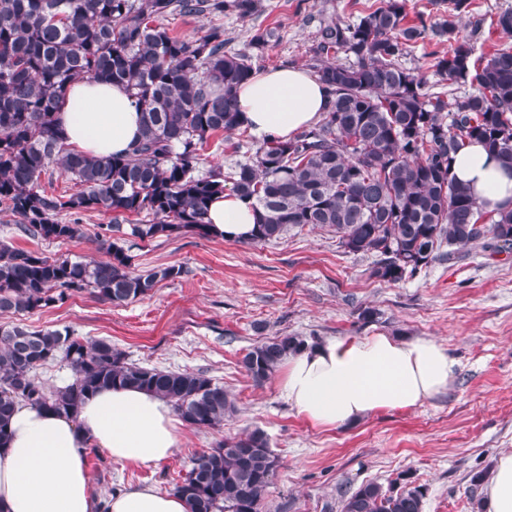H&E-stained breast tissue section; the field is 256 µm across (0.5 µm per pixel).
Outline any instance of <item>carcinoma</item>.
Instances as JSON below:
<instances>
[{
    "mask_svg": "<svg viewBox=\"0 0 512 512\" xmlns=\"http://www.w3.org/2000/svg\"><path fill=\"white\" fill-rule=\"evenodd\" d=\"M261 0H0V211L32 240L76 242V216L112 214L98 225L107 259L83 263L50 258L0 241V314L50 309L89 292L123 304L149 296L163 280L182 276L169 265L131 271L124 243L194 233L210 235L209 204L232 191L251 202L254 241L311 227L336 237L345 252L374 258L371 275L397 283L461 250L512 252V211H489L452 173L459 150L477 141L512 168V47L476 53L457 18L472 0H448V15L407 20L405 0H380L346 21L319 19L310 67L329 90L322 119L282 142L270 137L226 174L200 171L209 140L241 129L238 87L260 63L226 48L213 28L189 39L161 19L204 12L255 14ZM491 25L512 35V9ZM436 41L432 55L443 81L470 84L463 97L426 91L424 77L404 64L411 49ZM352 56L350 64L340 55ZM126 85L141 112V137L124 154L93 157L64 141L55 113L79 79ZM61 166L76 190L42 186ZM71 216L64 221L61 214ZM144 217L124 225L131 217ZM301 336L266 337L241 360L257 385L292 353ZM66 361L74 373L49 388L36 371ZM130 385L167 399L195 428L219 430L237 412L224 384L204 372L160 369L127 361L108 340L83 342L67 327L32 330L0 323V447L21 404L75 415L97 390ZM279 461L268 434L254 428L198 454L173 483L188 512H263ZM427 488L408 479L368 481L340 492L339 512H425Z\"/></svg>",
    "mask_w": 512,
    "mask_h": 512,
    "instance_id": "obj_1",
    "label": "carcinoma"
}]
</instances>
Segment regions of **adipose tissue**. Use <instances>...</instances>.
Segmentation results:
<instances>
[{
  "mask_svg": "<svg viewBox=\"0 0 512 512\" xmlns=\"http://www.w3.org/2000/svg\"><path fill=\"white\" fill-rule=\"evenodd\" d=\"M240 120L256 133L285 141L314 125L327 109V92L300 66L261 70L237 91ZM56 120L66 143L103 157L126 152L141 134V114L121 84L78 80ZM456 179L491 209L512 208V174L472 142L452 165ZM207 220L227 241H249L257 215L236 192L218 195ZM456 362L437 339L383 333L330 339L288 355L279 385L288 402L320 426L345 427L382 410L408 409L447 391ZM0 447V512H97L87 468L88 449L118 464L151 466L167 460L182 433L171 404L134 387L104 388L76 415L20 405ZM487 512H512V453L501 454L486 487ZM109 512H188L178 495L150 487L113 494Z\"/></svg>",
  "mask_w": 512,
  "mask_h": 512,
  "instance_id": "adipose-tissue-1",
  "label": "adipose tissue"
}]
</instances>
